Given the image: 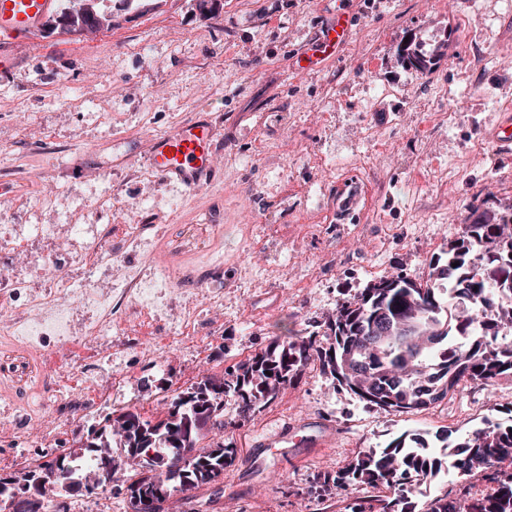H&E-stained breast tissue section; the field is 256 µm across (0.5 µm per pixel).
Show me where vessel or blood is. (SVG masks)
<instances>
[{"instance_id":"obj_1","label":"vessel or blood","mask_w":512,"mask_h":512,"mask_svg":"<svg viewBox=\"0 0 512 512\" xmlns=\"http://www.w3.org/2000/svg\"><path fill=\"white\" fill-rule=\"evenodd\" d=\"M58 7V0H0V66L11 60L14 49L38 41L44 21ZM352 17L336 10L321 28L309 53L290 61V69L306 74L328 59L339 56L352 37ZM214 126L196 119L177 131L153 140L147 162L163 178L178 181L186 192L200 191L201 181L216 166ZM485 137L504 150L512 149V112H500L497 122L484 130Z\"/></svg>"}]
</instances>
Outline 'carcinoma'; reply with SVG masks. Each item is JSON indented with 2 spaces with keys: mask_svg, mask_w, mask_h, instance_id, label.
I'll return each mask as SVG.
<instances>
[{
  "mask_svg": "<svg viewBox=\"0 0 512 512\" xmlns=\"http://www.w3.org/2000/svg\"><path fill=\"white\" fill-rule=\"evenodd\" d=\"M70 2L62 17L79 30L112 27V15L93 0ZM399 55L417 72L434 65L433 57L408 46ZM483 217L469 226L468 240L448 252V264L472 283L461 296L448 281L454 299L466 301L471 315L463 318L448 307L436 267L422 282L403 273L382 278L326 318L330 344L287 333L227 377H207L173 397L165 418L155 423L132 411L107 416L105 427L88 443L95 454L64 457L67 475L55 487L73 495L95 483L103 456L115 462L113 473L129 474L131 512H145L144 500L160 489L173 498L216 484L236 458V449L215 441L224 433V398H234L248 414L315 363L366 402L397 412L424 408L456 392L464 381L491 388L502 378L512 379V302L504 301L512 297V283L489 286L479 266L484 259L512 262V234L503 235L512 224V210ZM460 334L469 335V341L448 351V337ZM199 407L209 414L198 430L182 434L175 418ZM447 457L461 476H478L490 485V493L476 497L465 486L454 497L430 500L421 512H512V427L479 429L464 449H448ZM441 467V458L395 442L379 452L358 453L336 476L317 477V484L319 491L338 495L362 485L387 490L351 512H416L409 498L412 486L431 480Z\"/></svg>",
  "mask_w": 512,
  "mask_h": 512,
  "instance_id": "carcinoma-1",
  "label": "carcinoma"
}]
</instances>
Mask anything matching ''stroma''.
<instances>
[{
    "instance_id": "stroma-1",
    "label": "stroma",
    "mask_w": 512,
    "mask_h": 512,
    "mask_svg": "<svg viewBox=\"0 0 512 512\" xmlns=\"http://www.w3.org/2000/svg\"><path fill=\"white\" fill-rule=\"evenodd\" d=\"M108 29L41 36L0 73V225L11 236L53 224L55 237L0 244V279L41 282L80 252L72 224L108 229L113 261L133 266L122 229L147 225L177 274L161 318L129 308L96 347L104 387L92 410L44 428L60 395L83 388L76 343L40 354L0 348V391L33 400L42 420L9 442L0 422V478H18L77 449L107 414L164 418L176 394L236 368L287 327L319 332L339 304L380 278L423 279L471 224L472 206L512 205V154L483 130L512 103V0H104ZM348 9L353 35L335 61L298 76L291 56L312 48L327 14ZM432 52V73L406 68L404 41ZM205 118L217 131L216 171L185 193L147 164L156 136ZM356 182L361 216L338 220L336 196ZM224 299L210 303V267ZM202 305L182 324L185 301ZM224 441L236 450L224 492L194 490L173 512H345L350 495L315 491L358 452L397 439L435 448L490 425H512V380L468 383L421 410L399 413L360 399L308 368L254 413L224 400ZM283 431L254 455L264 434ZM129 512L122 483L59 495L58 512Z\"/></svg>"
}]
</instances>
